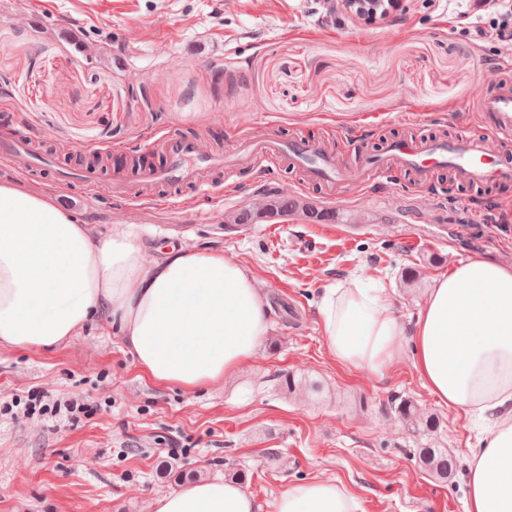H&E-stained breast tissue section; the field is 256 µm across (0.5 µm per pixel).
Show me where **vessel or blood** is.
Listing matches in <instances>:
<instances>
[{"instance_id": "b4317fda", "label": "vessel or blood", "mask_w": 512, "mask_h": 512, "mask_svg": "<svg viewBox=\"0 0 512 512\" xmlns=\"http://www.w3.org/2000/svg\"><path fill=\"white\" fill-rule=\"evenodd\" d=\"M476 109L491 116L483 133L462 131L434 138L404 135L382 141L375 153L365 151L363 143L376 129V122H357L349 136L356 161L345 170L337 164L333 138L287 141L270 123L240 140L229 154L194 138L164 133L147 145L149 151L163 156V163L141 169L136 180H120L115 187L129 203H145L152 201L153 190L159 185H188L205 194L221 187L240 167L249 166L260 173L282 165L302 169L305 185L323 186L340 195L388 182L403 171L412 173L418 184L429 186L445 170L465 184L511 181V70H498L491 84L482 87ZM33 141L32 134L22 127H1L0 159L17 172L27 173L35 165Z\"/></svg>"}]
</instances>
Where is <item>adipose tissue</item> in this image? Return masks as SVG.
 <instances>
[{"label":"adipose tissue","mask_w":512,"mask_h":512,"mask_svg":"<svg viewBox=\"0 0 512 512\" xmlns=\"http://www.w3.org/2000/svg\"><path fill=\"white\" fill-rule=\"evenodd\" d=\"M320 313L342 364L377 372L411 345L431 396L483 423L464 512H512V268L455 262L408 328L383 292L355 277L326 289ZM97 320L145 377L187 390L235 376L270 330L251 270L223 252L174 247L149 262L127 228L94 235L50 197L0 182V346L55 347ZM148 508L262 512L240 482L225 479L181 486ZM274 512H357V502L318 479L282 492Z\"/></svg>","instance_id":"adipose-tissue-1"}]
</instances>
